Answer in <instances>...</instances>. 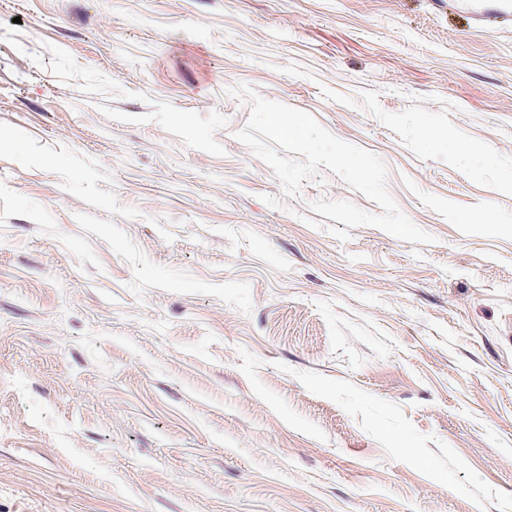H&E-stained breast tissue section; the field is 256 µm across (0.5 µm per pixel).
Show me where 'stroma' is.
<instances>
[{
	"label": "stroma",
	"mask_w": 512,
	"mask_h": 512,
	"mask_svg": "<svg viewBox=\"0 0 512 512\" xmlns=\"http://www.w3.org/2000/svg\"><path fill=\"white\" fill-rule=\"evenodd\" d=\"M377 155L288 198L238 93ZM448 139L431 148L429 128ZM0 512H512V28L447 0H0Z\"/></svg>",
	"instance_id": "obj_1"
}]
</instances>
